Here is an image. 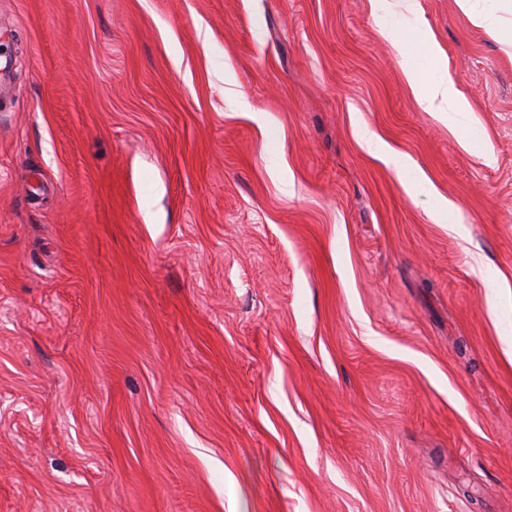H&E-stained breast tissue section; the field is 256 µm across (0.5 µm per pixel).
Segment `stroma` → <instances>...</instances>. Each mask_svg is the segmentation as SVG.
<instances>
[{"label":"stroma","instance_id":"1","mask_svg":"<svg viewBox=\"0 0 512 512\" xmlns=\"http://www.w3.org/2000/svg\"><path fill=\"white\" fill-rule=\"evenodd\" d=\"M509 23L0 0V512H512ZM407 81L414 98L424 112H466L469 104L464 93L451 80L424 81L417 69L408 67Z\"/></svg>","mask_w":512,"mask_h":512}]
</instances>
